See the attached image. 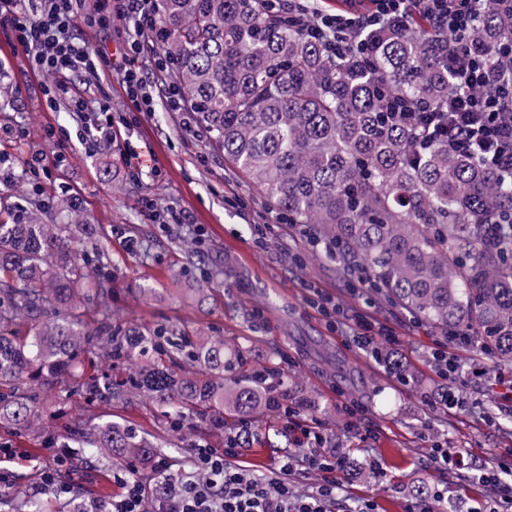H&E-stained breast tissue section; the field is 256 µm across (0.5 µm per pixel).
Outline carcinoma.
I'll return each mask as SVG.
<instances>
[{
    "mask_svg": "<svg viewBox=\"0 0 512 512\" xmlns=\"http://www.w3.org/2000/svg\"><path fill=\"white\" fill-rule=\"evenodd\" d=\"M152 37L224 161L283 220L413 318L470 333L494 367L512 369V186L446 141L420 149L415 131L380 111L384 96L448 100L446 51L426 19L365 34L366 53L338 58L270 0H155ZM510 43L512 13L481 0L465 44L497 69ZM76 208L39 199L0 221V428L40 431L75 391L104 406L147 401L174 432L193 416L220 431L228 417L250 425L310 406L282 389L279 363L248 368L244 348L222 336L118 323L97 231L53 220L80 219ZM185 252V274L200 271L186 297L200 304L210 276L200 252ZM90 354L114 369L86 375ZM381 357L412 377L394 352ZM65 431L106 460L158 448L111 419L73 418Z\"/></svg>",
    "mask_w": 512,
    "mask_h": 512,
    "instance_id": "1",
    "label": "carcinoma"
}]
</instances>
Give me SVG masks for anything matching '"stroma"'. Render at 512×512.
I'll return each mask as SVG.
<instances>
[{"instance_id":"obj_1","label":"stroma","mask_w":512,"mask_h":512,"mask_svg":"<svg viewBox=\"0 0 512 512\" xmlns=\"http://www.w3.org/2000/svg\"><path fill=\"white\" fill-rule=\"evenodd\" d=\"M77 35L102 58L107 77L98 87L75 77L76 92L111 98L107 118L117 139L86 153L82 120L64 106L50 107L43 93L45 76L17 51L11 29L0 26V82L11 87L10 105L0 112V155L17 176L14 184L0 185V203L16 211L37 192L76 198L86 222L108 232L103 245L117 271L113 306L122 323L176 324L192 333L201 329L241 343L253 366L283 352L286 370L296 373L319 406L314 421L325 435L323 450L335 448L350 457V469L337 475L341 490L334 512H350L366 501L374 512H405L415 485L447 490L453 512H471L493 498L491 488L472 483L467 470L468 464L512 454V409L501 406L486 372L491 354L477 345L453 344L431 325L374 300L369 289L352 287L351 276L335 261L315 258L308 235L281 220L259 189L210 147L193 113L167 105L163 87L148 86L155 110L135 111L113 72L116 50L135 37L133 24L115 21L108 33L84 25ZM51 130L68 139L63 157L54 155L47 136ZM183 212L191 215V223H176ZM184 238L199 245L209 271L234 270L233 278L216 285L198 306L181 299L186 280L178 242ZM142 285L154 288V295L141 298ZM321 294L388 325L400 339L397 351L415 382L403 384L386 373L370 352L353 344L347 327L331 329L315 304ZM437 348L465 372V409L430 402L442 383L431 362ZM111 412L138 433L153 435L177 475L190 471L196 448L224 445L222 437L195 421L183 432H172L145 401ZM285 427L282 418L256 426L251 447L237 460L245 473L274 476L283 451L272 441ZM436 441L459 450L466 468L437 469L430 461ZM0 444L16 452L11 483L0 488V512H24L33 497L43 512H73L83 498L107 504L117 492L112 468L99 462L96 449H78L77 460L63 470V480L74 487L65 499L35 490L50 451L34 433L0 429ZM372 459L380 463L384 478L370 470Z\"/></svg>"}]
</instances>
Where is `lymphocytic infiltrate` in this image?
<instances>
[{"instance_id":"f902f5d3","label":"lymphocytic infiltrate","mask_w":512,"mask_h":512,"mask_svg":"<svg viewBox=\"0 0 512 512\" xmlns=\"http://www.w3.org/2000/svg\"><path fill=\"white\" fill-rule=\"evenodd\" d=\"M365 10L324 14L307 10L300 0H273L310 38L329 44L334 54H344L363 33L387 27H406L415 15L448 38V101L432 110L396 99L388 105L394 119L421 126L430 135L447 141L449 150L465 153L496 167L512 184V67L490 74L481 56L463 40L475 30L476 0H372ZM84 0H0V23L10 26L32 68L51 75L45 88L51 104H66L68 111L89 109L110 112L112 101L96 104L77 95L71 78L77 74L98 77L96 54L77 37L80 24H94L111 31L114 20L144 29L152 17L153 0H104L94 12H85ZM332 311L339 326H350L351 339L365 350L377 339L396 344L385 327L359 311L320 303ZM242 452L239 435H231L220 448L198 449L192 474L171 477L166 458L156 456L147 470L132 463L112 469L119 492L109 512H332L340 488L336 480L342 458L313 449L283 455L273 478L250 477L235 465ZM319 472L316 492L298 493L290 477L298 465ZM478 481L492 485L497 497L482 512H512V461L496 462L477 470Z\"/></svg>"}]
</instances>
